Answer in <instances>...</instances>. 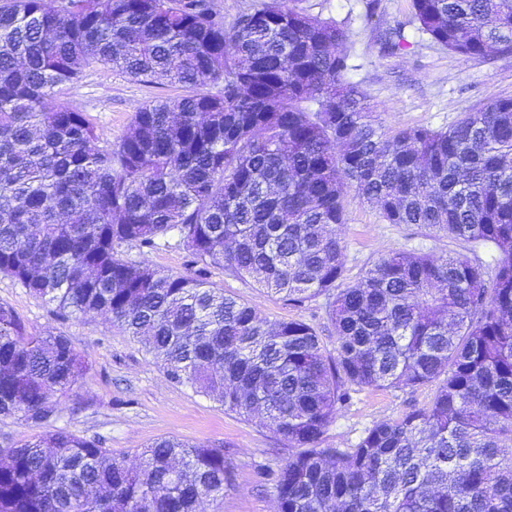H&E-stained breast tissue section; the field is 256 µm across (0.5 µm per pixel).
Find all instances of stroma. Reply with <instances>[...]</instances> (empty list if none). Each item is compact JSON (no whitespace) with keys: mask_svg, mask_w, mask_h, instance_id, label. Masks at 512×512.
<instances>
[{"mask_svg":"<svg viewBox=\"0 0 512 512\" xmlns=\"http://www.w3.org/2000/svg\"><path fill=\"white\" fill-rule=\"evenodd\" d=\"M366 2L304 0V6L312 14L346 21V48L353 66L349 78L366 92L383 129L446 127L480 101L512 95V54L454 55L418 30L409 0H376L370 20L365 17ZM398 24L404 28L406 47L393 54L385 49L382 34ZM184 93V87L177 84L146 83L119 71L88 70L56 88L48 104H66L86 113L102 139L115 143L128 132L138 104ZM340 234L346 246V274L351 279L388 250H424L445 256L460 248L459 242L428 236L414 225L384 223L374 208L355 198L348 201ZM121 251L124 257L156 269L202 276L269 319H304L317 328L325 346L334 342L323 299L300 308L290 306L252 280L230 275L219 266L197 263L177 233H169L151 248L125 244ZM0 302L13 307L30 327L68 337L89 362V373L57 399V427L99 438L113 455L131 462L141 448L162 437L191 444L222 443L232 462L231 485L223 497L206 502L204 512H274L273 475L287 459L288 447L273 430L224 410L189 386L167 380L141 344L108 318L55 317L50 305L5 276H0ZM433 392L430 386L414 391L366 388L354 392L339 405L325 442L351 447L366 428L424 406Z\"/></svg>","mask_w":512,"mask_h":512,"instance_id":"1","label":"stroma"}]
</instances>
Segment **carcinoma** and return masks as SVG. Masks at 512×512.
<instances>
[{
	"instance_id": "1",
	"label": "carcinoma",
	"mask_w": 512,
	"mask_h": 512,
	"mask_svg": "<svg viewBox=\"0 0 512 512\" xmlns=\"http://www.w3.org/2000/svg\"><path fill=\"white\" fill-rule=\"evenodd\" d=\"M255 0H0V275L61 315H105L166 378L270 426L291 453L276 512H512V95L446 128L375 123L347 80L344 23ZM466 58L512 50V0H410ZM94 69L189 89L136 108L117 144L45 102ZM354 193L387 224L468 244L390 250L352 281ZM178 231L204 265L295 307L323 298L327 349L196 276L123 257ZM499 255L494 268L473 257ZM88 363L0 304V419H58ZM435 387L428 404L324 444L353 390ZM224 445L161 438L135 463L55 429L0 449V512H203Z\"/></svg>"
}]
</instances>
